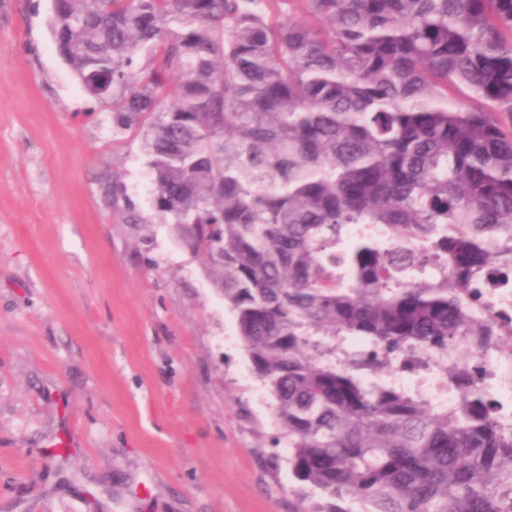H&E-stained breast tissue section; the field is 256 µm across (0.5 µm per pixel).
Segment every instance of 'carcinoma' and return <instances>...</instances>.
<instances>
[{"instance_id":"obj_1","label":"carcinoma","mask_w":512,"mask_h":512,"mask_svg":"<svg viewBox=\"0 0 512 512\" xmlns=\"http://www.w3.org/2000/svg\"><path fill=\"white\" fill-rule=\"evenodd\" d=\"M50 27L234 312L299 512H512L477 365L512 315L471 314L512 272V0H53ZM436 368L452 409L382 377Z\"/></svg>"}]
</instances>
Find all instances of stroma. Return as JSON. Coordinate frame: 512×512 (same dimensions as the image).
<instances>
[{"label": "stroma", "mask_w": 512, "mask_h": 512, "mask_svg": "<svg viewBox=\"0 0 512 512\" xmlns=\"http://www.w3.org/2000/svg\"><path fill=\"white\" fill-rule=\"evenodd\" d=\"M0 0V512H297L288 439L233 312L152 212L50 33ZM103 193L108 204L115 211L125 212L126 222L129 224H148V219L134 212L129 198L123 188L113 178H106L103 182Z\"/></svg>", "instance_id": "1"}]
</instances>
